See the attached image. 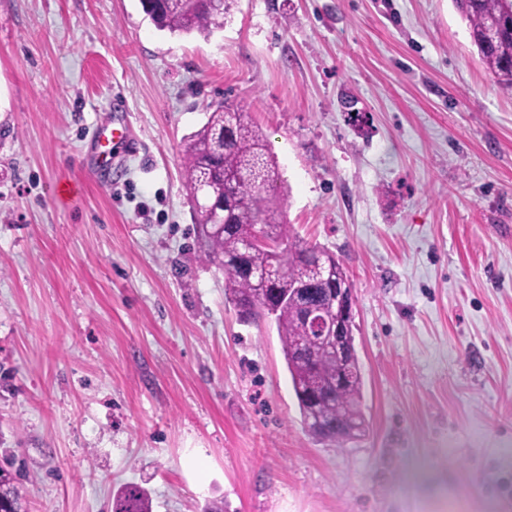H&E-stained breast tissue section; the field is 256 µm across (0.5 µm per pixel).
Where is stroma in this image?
Segmentation results:
<instances>
[{
    "label": "stroma",
    "instance_id": "obj_1",
    "mask_svg": "<svg viewBox=\"0 0 512 512\" xmlns=\"http://www.w3.org/2000/svg\"><path fill=\"white\" fill-rule=\"evenodd\" d=\"M221 102L353 285L357 440L309 435L274 322L198 259L182 152ZM114 121L139 147L100 172ZM1 463L28 512L127 483L151 512H512V92L452 0H232L207 37L0 0ZM94 137L96 150L91 158L92 165L102 171L112 168V162L115 161L112 150L127 139L125 127L114 123L111 126L97 127Z\"/></svg>",
    "mask_w": 512,
    "mask_h": 512
}]
</instances>
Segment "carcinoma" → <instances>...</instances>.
<instances>
[{"label": "carcinoma", "instance_id": "obj_1", "mask_svg": "<svg viewBox=\"0 0 512 512\" xmlns=\"http://www.w3.org/2000/svg\"><path fill=\"white\" fill-rule=\"evenodd\" d=\"M467 22L480 60L497 83L512 91V0H454ZM160 31L209 34L224 27L226 10L206 0H159L142 5ZM239 177L238 199H224V172ZM183 177L190 196L205 185L212 189L210 204L224 207V223L214 224L197 211L199 258L224 273V296L247 315L242 322L274 321L302 423L321 442H344L366 432L362 408L363 381L359 357L350 347L352 378L336 386L340 364L329 344L309 334L303 318L314 308L332 319L327 289L334 282L352 287L335 255L291 234L283 224L282 201L276 192L279 173L250 113L230 105L210 112L207 122L189 137L183 149ZM260 235L277 248L244 249L247 238ZM322 258L321 272L310 267L309 255ZM0 491L11 512H27L10 470L0 467ZM113 512H150L146 491L125 484L112 504Z\"/></svg>", "mask_w": 512, "mask_h": 512}]
</instances>
